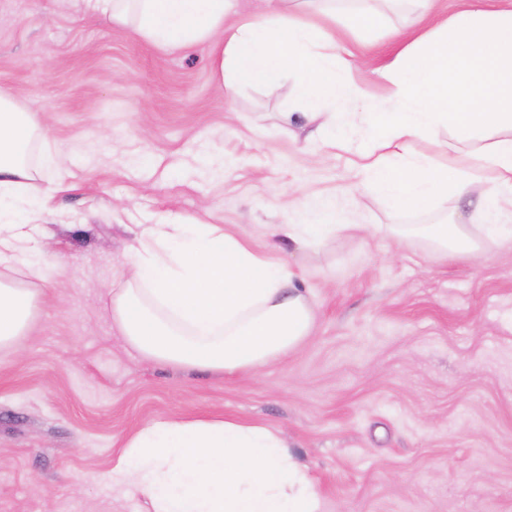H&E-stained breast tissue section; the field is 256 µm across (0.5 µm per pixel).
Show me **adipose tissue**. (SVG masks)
<instances>
[{"label": "adipose tissue", "mask_w": 512, "mask_h": 512, "mask_svg": "<svg viewBox=\"0 0 512 512\" xmlns=\"http://www.w3.org/2000/svg\"><path fill=\"white\" fill-rule=\"evenodd\" d=\"M86 9L131 25L159 47L209 43L226 97L241 86L276 91L292 85L311 104L319 135L335 129L325 102L355 98V56L334 34L308 21L335 0H265L257 12L238 0H82ZM401 46L381 75L397 111L365 112L367 140L358 173L395 212L442 204L449 192L489 180L478 213L483 236L466 225H395L434 251L479 256L487 241L512 239L503 204L512 205V0L490 11L471 4ZM452 129L457 142L492 134L469 168L418 156L413 142ZM46 133L42 115L0 89V196L32 211L52 199L44 173H67L64 153L44 152L31 166L32 143ZM30 225L0 224V349L30 331L48 276L24 260ZM282 258L259 252L215 224H151L130 253L105 310L127 345L162 365L214 374L248 373L302 346L315 329L310 292L295 288ZM113 487L147 498L154 512H317L312 480L269 428L235 418L164 417L132 436L108 475Z\"/></svg>", "instance_id": "adipose-tissue-1"}]
</instances>
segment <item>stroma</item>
<instances>
[{
  "label": "stroma",
  "mask_w": 512,
  "mask_h": 512,
  "mask_svg": "<svg viewBox=\"0 0 512 512\" xmlns=\"http://www.w3.org/2000/svg\"><path fill=\"white\" fill-rule=\"evenodd\" d=\"M350 41L372 111L394 109L376 67L391 27L417 11L383 5ZM0 87L48 117L45 146L68 158L49 210L0 203L33 224L48 279L36 326L0 351V512H153L106 476L154 420L233 417L277 431L322 512H512V242L473 259L417 238L337 233L281 258L311 289L317 326L301 348L250 374L159 365L128 349L102 314L138 232L174 220L223 225L256 250L274 224L468 223L484 184L443 209L394 213L354 176L353 152L315 134L289 89L226 98L210 47L166 51L74 0H0Z\"/></svg>",
  "instance_id": "obj_1"
}]
</instances>
